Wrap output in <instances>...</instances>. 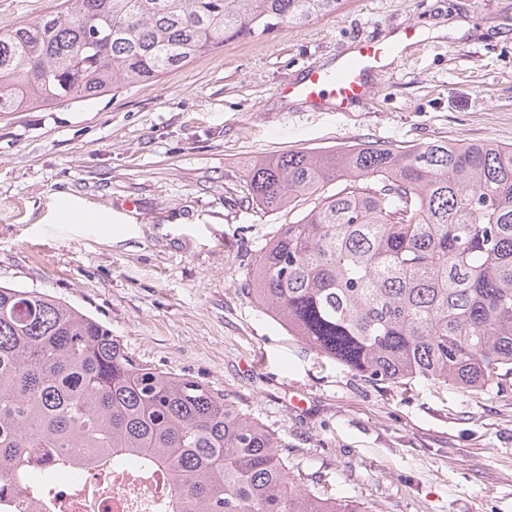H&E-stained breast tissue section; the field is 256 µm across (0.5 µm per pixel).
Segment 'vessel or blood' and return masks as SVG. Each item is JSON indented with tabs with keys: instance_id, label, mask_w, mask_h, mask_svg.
I'll use <instances>...</instances> for the list:
<instances>
[{
	"instance_id": "obj_1",
	"label": "vessel or blood",
	"mask_w": 512,
	"mask_h": 512,
	"mask_svg": "<svg viewBox=\"0 0 512 512\" xmlns=\"http://www.w3.org/2000/svg\"><path fill=\"white\" fill-rule=\"evenodd\" d=\"M394 51L391 44L358 41L332 64L308 67L300 80L284 85L282 93L302 99L314 111H348L371 96L374 78L384 72Z\"/></svg>"
}]
</instances>
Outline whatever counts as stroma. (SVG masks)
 I'll list each match as a JSON object with an SVG mask.
<instances>
[{"label": "stroma", "mask_w": 512, "mask_h": 512, "mask_svg": "<svg viewBox=\"0 0 512 512\" xmlns=\"http://www.w3.org/2000/svg\"><path fill=\"white\" fill-rule=\"evenodd\" d=\"M407 24L414 44L361 107L281 95L308 66ZM441 139L512 144V0H342L154 84L0 114V284L64 299L143 363L224 395L279 434L306 483L361 512H512V393L369 384L245 292L290 220L252 204L253 159ZM65 201L112 221L58 223Z\"/></svg>", "instance_id": "obj_1"}]
</instances>
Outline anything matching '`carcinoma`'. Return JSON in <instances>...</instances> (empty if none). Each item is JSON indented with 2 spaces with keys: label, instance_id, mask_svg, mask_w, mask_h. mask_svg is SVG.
<instances>
[{
  "label": "carcinoma",
  "instance_id": "1",
  "mask_svg": "<svg viewBox=\"0 0 512 512\" xmlns=\"http://www.w3.org/2000/svg\"><path fill=\"white\" fill-rule=\"evenodd\" d=\"M340 0H61L0 31V113L147 85ZM252 203L299 210L246 293L373 384L470 390L512 377V146L437 140L260 158ZM336 191L327 193L332 182ZM79 480L100 462L166 474L165 512H361L297 481L277 434L188 375L140 362L66 301L0 285V484L42 499L29 450Z\"/></svg>",
  "mask_w": 512,
  "mask_h": 512
}]
</instances>
